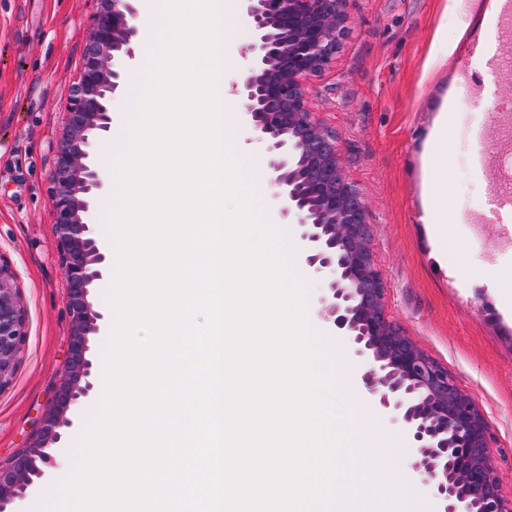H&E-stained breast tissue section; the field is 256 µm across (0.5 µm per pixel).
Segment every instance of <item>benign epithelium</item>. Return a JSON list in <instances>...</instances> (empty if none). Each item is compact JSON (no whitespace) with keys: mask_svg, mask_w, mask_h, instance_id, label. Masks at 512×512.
Listing matches in <instances>:
<instances>
[{"mask_svg":"<svg viewBox=\"0 0 512 512\" xmlns=\"http://www.w3.org/2000/svg\"><path fill=\"white\" fill-rule=\"evenodd\" d=\"M350 0H242L252 55L234 91L255 140L265 146L273 196L296 226L305 267L327 280L320 313L363 362L360 386L400 424L416 457L413 469L443 512H512L494 471L489 424L448 369L387 315V288L372 247L365 198L347 179L336 132L309 106L308 84L336 59L350 23ZM95 23L71 86L54 168L52 209L57 254L71 322L62 377L28 446L0 463V508L21 498L29 472L69 425L66 413L93 389L88 336L103 315L89 300L106 255L92 236L90 198L102 188L91 162L93 139L110 129V105L135 57L134 0H97ZM26 312L15 274L0 257V390L26 341Z\"/></svg>","mask_w":512,"mask_h":512,"instance_id":"benign-epithelium-1","label":"benign epithelium"}]
</instances>
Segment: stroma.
Returning a JSON list of instances; mask_svg holds the SVG:
<instances>
[{"label": "stroma", "mask_w": 512, "mask_h": 512, "mask_svg": "<svg viewBox=\"0 0 512 512\" xmlns=\"http://www.w3.org/2000/svg\"><path fill=\"white\" fill-rule=\"evenodd\" d=\"M497 13L493 27L487 12ZM502 0H350L351 30L334 66L309 87L313 111L343 142L348 180L364 195L373 249L388 289V314L445 366L483 409L489 453L512 497V223L484 222L501 187L498 156L512 154V118L491 101L512 83V23ZM96 0H0V255L17 274L27 339L11 384L0 390V462L30 441L63 370L70 334L66 281L55 249L51 171L80 72ZM495 41L498 84L466 88L476 46ZM447 258L434 249L423 205L424 158L448 100ZM494 134L486 164L474 136ZM94 414L77 400L33 489L56 485L63 453Z\"/></svg>", "instance_id": "1"}]
</instances>
